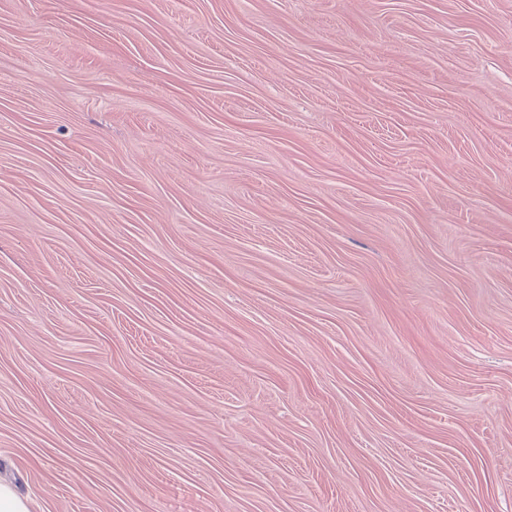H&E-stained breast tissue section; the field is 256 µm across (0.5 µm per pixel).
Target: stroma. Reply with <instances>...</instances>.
Listing matches in <instances>:
<instances>
[{"label":"stroma","instance_id":"stroma-1","mask_svg":"<svg viewBox=\"0 0 512 512\" xmlns=\"http://www.w3.org/2000/svg\"><path fill=\"white\" fill-rule=\"evenodd\" d=\"M0 479L512 512V0H0Z\"/></svg>","mask_w":512,"mask_h":512}]
</instances>
